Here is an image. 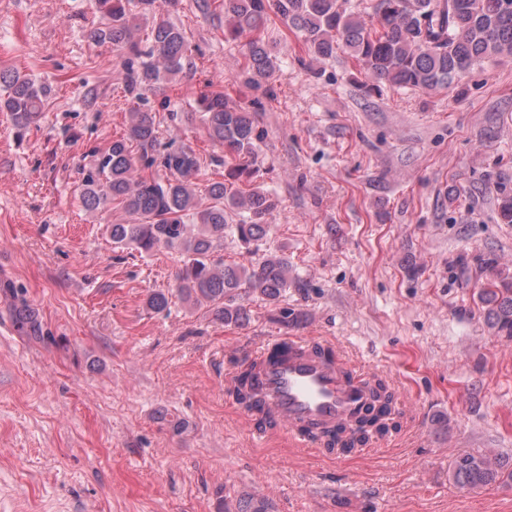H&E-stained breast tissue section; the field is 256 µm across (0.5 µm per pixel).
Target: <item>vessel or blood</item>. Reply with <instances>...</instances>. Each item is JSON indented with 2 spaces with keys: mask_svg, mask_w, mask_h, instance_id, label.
Returning a JSON list of instances; mask_svg holds the SVG:
<instances>
[{
  "mask_svg": "<svg viewBox=\"0 0 512 512\" xmlns=\"http://www.w3.org/2000/svg\"><path fill=\"white\" fill-rule=\"evenodd\" d=\"M312 346V339L286 337L253 356L260 406L245 415L254 436L284 429L296 446H318L319 428L348 423L367 407L365 373L345 372L338 359L318 355Z\"/></svg>",
  "mask_w": 512,
  "mask_h": 512,
  "instance_id": "obj_1",
  "label": "vessel or blood"
}]
</instances>
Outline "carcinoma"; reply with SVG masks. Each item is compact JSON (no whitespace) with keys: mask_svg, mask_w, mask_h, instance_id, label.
<instances>
[{"mask_svg":"<svg viewBox=\"0 0 512 512\" xmlns=\"http://www.w3.org/2000/svg\"><path fill=\"white\" fill-rule=\"evenodd\" d=\"M217 2L224 9V38L245 39L243 74L257 89L278 67L277 57L260 36L272 14L300 35L312 59L332 57L343 48L373 80L398 89L445 88L487 60L512 58V0H375L373 29L365 26L361 12L344 7L342 0H197V7L206 14ZM95 4L105 22L91 29L88 38L129 49V92L152 90L183 73L189 45L181 28L166 20L153 22L146 53L135 41L138 20L155 16L156 0ZM0 84V112L9 113L19 129L37 122L48 88L15 70L0 72ZM197 107L209 139L223 146L224 158L232 160L224 167V180L206 186L208 206H198L195 180L200 164L195 150L183 146L155 158L158 130L152 113L140 109L130 112L123 137L94 152L83 172L80 197L88 209L115 204L132 217L130 223L107 226L115 247L141 254L161 247L178 250V296L187 303L205 304L215 321L239 324L247 318L243 297L257 294L274 303L290 287L288 260L268 254L245 266L226 264L216 253L224 248L227 229L245 246L261 241L278 200L252 185L256 142L261 138L255 114L227 105L218 93L201 96ZM157 162L165 176L144 174ZM498 209L501 220L511 224L512 188L499 189ZM189 215L195 223H186ZM480 300L497 333L511 340L512 283H489ZM14 315L23 333L43 339L41 323L29 305L15 306ZM372 398L378 413L327 432L329 444L349 450L390 429L384 416L393 393L380 382ZM452 477L469 489L510 482L512 459L497 453L462 454L454 460Z\"/></svg>","mask_w":512,"mask_h":512,"instance_id":"carcinoma-1","label":"carcinoma"}]
</instances>
